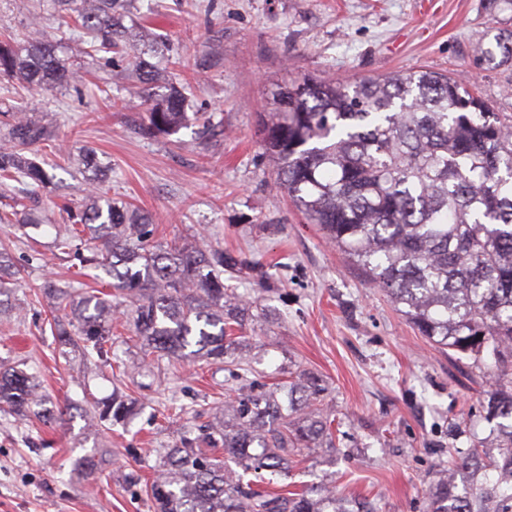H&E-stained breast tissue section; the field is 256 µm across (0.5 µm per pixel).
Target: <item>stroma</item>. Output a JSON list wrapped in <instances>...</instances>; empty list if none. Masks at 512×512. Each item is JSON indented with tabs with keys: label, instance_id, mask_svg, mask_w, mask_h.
<instances>
[{
	"label": "stroma",
	"instance_id": "35a3bbf8",
	"mask_svg": "<svg viewBox=\"0 0 512 512\" xmlns=\"http://www.w3.org/2000/svg\"><path fill=\"white\" fill-rule=\"evenodd\" d=\"M125 24L134 41L162 36L155 92L182 87L187 114L207 113L216 133L202 136L192 123L171 136L138 134L144 109L130 78L89 59L68 88L32 94L0 82V100L49 124L56 144L38 155L56 175L38 194L39 225L0 224V249L21 281L9 299L14 316L0 319V366L32 376L44 408L58 413L46 424L0 411V512H154L144 489L160 469L158 449L192 423L212 422L236 386L220 365L147 361L119 323L115 369L52 334L44 281L113 291L103 270L83 269L55 246L62 205L84 199L74 159L85 145L111 170L109 197L148 214L158 243L197 242L245 260L231 284L250 303L242 334L258 382L279 387L298 373L324 380L332 447L302 456L267 491L326 483L382 512H428L449 452L490 433L483 402L493 381L420 336L306 222L275 182L261 113L272 85L304 74L345 80L427 69L473 81L491 109L512 114V61L486 66L474 57L512 30V0H129ZM103 85L119 106L106 102ZM118 387L135 402L131 418L91 423L84 406ZM175 402L188 414L173 413Z\"/></svg>",
	"mask_w": 512,
	"mask_h": 512
}]
</instances>
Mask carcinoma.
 Masks as SVG:
<instances>
[{
  "instance_id": "1",
  "label": "carcinoma",
  "mask_w": 512,
  "mask_h": 512,
  "mask_svg": "<svg viewBox=\"0 0 512 512\" xmlns=\"http://www.w3.org/2000/svg\"><path fill=\"white\" fill-rule=\"evenodd\" d=\"M127 0H38L26 41L0 37V80L30 89L75 82L71 58L41 29L55 14L76 43V55L101 52L109 70L154 79L151 65L127 41ZM496 48L480 51L492 65L512 60V31ZM140 133L170 135L187 121L175 86L150 94ZM263 147L289 200L326 240L382 288L418 333L479 364L494 380L483 408L497 421L499 456L476 441L430 490V512H512V122L502 121L463 81L419 70L355 82L306 75L270 91ZM52 132L22 112L0 135V183L43 187L52 176L29 154ZM82 172L100 171L95 153L78 154ZM68 233L62 251L112 277L126 308L89 292L49 284L57 299L58 335L112 364V314L118 311L144 342L146 355L204 359L249 373L241 337L245 308L224 272L241 265L222 249L153 241L145 213L87 182L82 205L63 207ZM101 249L84 256V237ZM17 271L0 252L1 296ZM322 380L302 374L284 396L244 380L224 402L228 422L188 430L159 453L162 470L147 493L155 512H381L326 485L272 494L245 477L261 470L288 476V450L312 451L331 437L320 404ZM38 396L21 370L0 371V408L24 415ZM129 404L119 393L95 417L125 422ZM233 462L228 466L227 462Z\"/></svg>"
}]
</instances>
